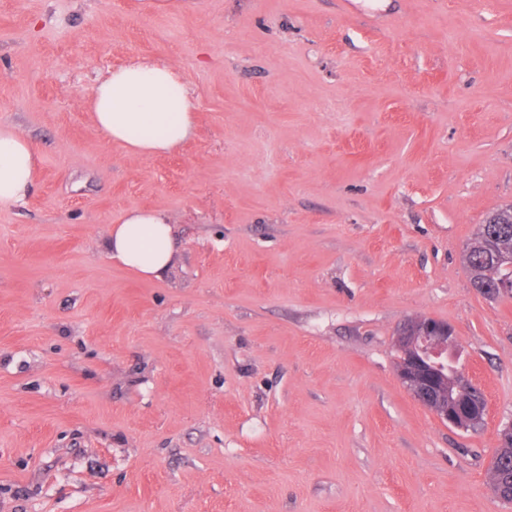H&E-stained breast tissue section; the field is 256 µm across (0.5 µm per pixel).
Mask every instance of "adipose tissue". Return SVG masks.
Instances as JSON below:
<instances>
[{"mask_svg":"<svg viewBox=\"0 0 512 512\" xmlns=\"http://www.w3.org/2000/svg\"><path fill=\"white\" fill-rule=\"evenodd\" d=\"M86 106L98 131L132 156L178 149L192 134L193 92L171 63L137 58L100 74ZM38 155L15 126L0 125V209L20 206L36 178ZM110 259L144 279L162 277L176 259L170 215L158 209L126 211L104 241Z\"/></svg>","mask_w":512,"mask_h":512,"instance_id":"1","label":"adipose tissue"}]
</instances>
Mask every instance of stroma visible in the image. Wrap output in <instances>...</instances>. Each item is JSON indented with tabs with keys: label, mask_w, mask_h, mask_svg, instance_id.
Masks as SVG:
<instances>
[{
	"label": "stroma",
	"mask_w": 512,
	"mask_h": 512,
	"mask_svg": "<svg viewBox=\"0 0 512 512\" xmlns=\"http://www.w3.org/2000/svg\"><path fill=\"white\" fill-rule=\"evenodd\" d=\"M0 0V124L40 157L0 210V512H512V300L464 248L512 203V0ZM174 64L197 122L133 157L99 74ZM168 212L142 279L103 241ZM450 324L489 414L440 422L395 332ZM104 249L140 278H161L176 259L171 217L158 209L128 210L109 228ZM498 451L501 452L499 466L489 469L491 487L497 497L512 502V441L505 442Z\"/></svg>",
	"instance_id": "1"
}]
</instances>
